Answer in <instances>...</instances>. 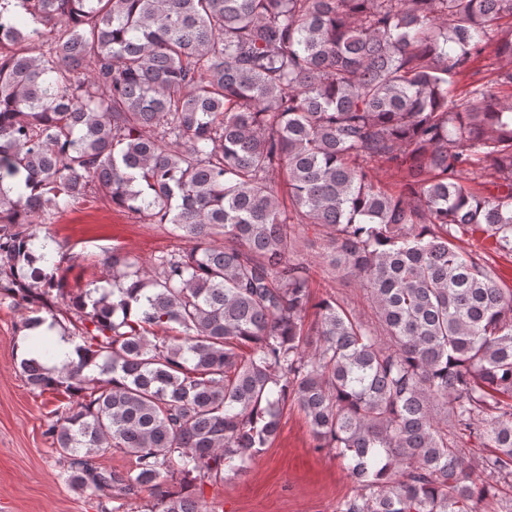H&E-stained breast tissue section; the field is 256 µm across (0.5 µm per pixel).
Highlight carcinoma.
<instances>
[{"mask_svg":"<svg viewBox=\"0 0 512 512\" xmlns=\"http://www.w3.org/2000/svg\"><path fill=\"white\" fill-rule=\"evenodd\" d=\"M505 24L512 0H0V297L78 340L20 369L74 398L46 434L100 512H207L187 486L290 404L356 484L339 512H512V289L461 246L512 254ZM490 45L506 66L457 92ZM89 193L187 246L68 290L31 224ZM307 226L375 319L312 293Z\"/></svg>","mask_w":512,"mask_h":512,"instance_id":"carcinoma-1","label":"carcinoma"}]
</instances>
